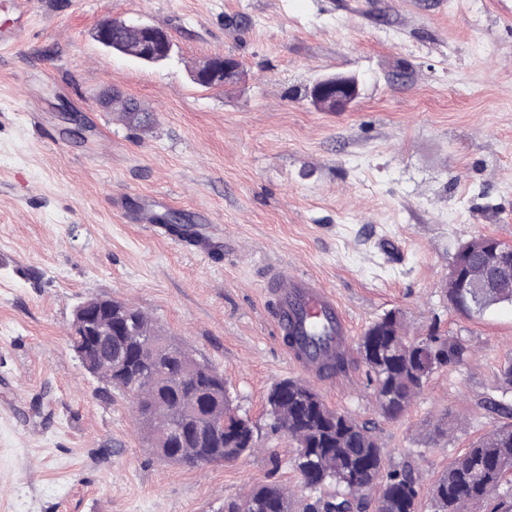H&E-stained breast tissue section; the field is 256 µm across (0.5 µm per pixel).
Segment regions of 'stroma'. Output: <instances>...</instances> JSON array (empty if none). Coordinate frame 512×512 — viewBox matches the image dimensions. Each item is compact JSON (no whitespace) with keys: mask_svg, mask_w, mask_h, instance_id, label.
<instances>
[{"mask_svg":"<svg viewBox=\"0 0 512 512\" xmlns=\"http://www.w3.org/2000/svg\"><path fill=\"white\" fill-rule=\"evenodd\" d=\"M33 14L0 51V512H216L269 484L304 512L296 444L266 414L270 387L300 375L262 291L282 265L335 292L351 338L398 310L410 335L469 346L397 421L378 413L358 353L346 387L314 381L367 423L386 467L411 466L430 489L507 423L489 403L512 404V305L466 315L446 279L471 239L512 245V0H34ZM106 19L162 28L169 58L103 47ZM218 55L239 61L238 80L195 83ZM326 75L357 80L345 111L312 104ZM112 88L152 127L102 110ZM151 195L189 224L208 210L220 247L138 224ZM93 297L142 309L222 371L255 450L205 468L158 460L128 401L71 347ZM446 420L455 431L436 436Z\"/></svg>","mask_w":512,"mask_h":512,"instance_id":"35a3bbf8","label":"stroma"}]
</instances>
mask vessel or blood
I'll return each mask as SVG.
<instances>
[{
  "instance_id": "b4317fda",
  "label": "vessel or blood",
  "mask_w": 512,
  "mask_h": 512,
  "mask_svg": "<svg viewBox=\"0 0 512 512\" xmlns=\"http://www.w3.org/2000/svg\"><path fill=\"white\" fill-rule=\"evenodd\" d=\"M13 8L18 17L11 26L0 29V49L7 50L21 41L29 28L26 0H15ZM268 294L277 300L274 312L277 336L296 335L300 345H285L291 362L305 373L319 376L320 366L327 355L350 352L348 320L333 294L313 278L291 268L282 267L270 275ZM323 327L326 339L316 342L311 334Z\"/></svg>"
}]
</instances>
